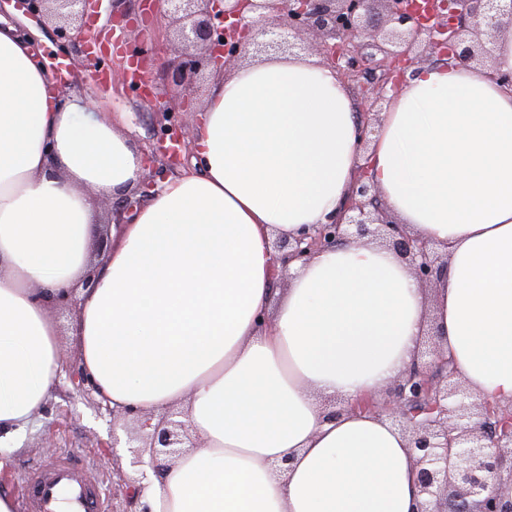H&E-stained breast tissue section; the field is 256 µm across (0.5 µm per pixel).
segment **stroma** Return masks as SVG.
<instances>
[{
    "label": "stroma",
    "instance_id": "1",
    "mask_svg": "<svg viewBox=\"0 0 512 512\" xmlns=\"http://www.w3.org/2000/svg\"><path fill=\"white\" fill-rule=\"evenodd\" d=\"M122 7L132 12L131 23L134 27L132 39L124 45L122 54L131 55L134 45L144 40L157 45L172 40L174 26L163 11H156L146 18L139 15L137 0H124ZM1 14L21 29L35 33L43 56L60 55L54 21H36L26 14L16 0H11ZM119 55L112 53L102 59V68H112ZM62 57L64 63L70 64L73 69L67 100L80 98L85 107L91 110L97 108L103 112L126 113L127 137L137 150L147 149L161 131L158 106L133 93L97 88L88 69L82 66L81 53L76 50H69ZM127 440V429L113 427L108 413L99 407L95 392L76 391L68 377H61L56 389L25 431L10 447L0 450V493L20 497L22 476L50 460L71 455L86 460L113 486L115 493L110 512H139L140 506L132 499L126 479L136 472L151 476L153 468L148 462L132 467ZM111 441L115 442L116 447L112 451V462L107 464L101 458L99 446Z\"/></svg>",
    "mask_w": 512,
    "mask_h": 512
}]
</instances>
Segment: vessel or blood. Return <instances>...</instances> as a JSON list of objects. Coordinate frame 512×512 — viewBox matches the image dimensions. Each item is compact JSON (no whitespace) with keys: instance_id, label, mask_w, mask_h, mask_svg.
Returning <instances> with one entry per match:
<instances>
[{"instance_id":"vessel-or-blood-1","label":"vessel or blood","mask_w":512,"mask_h":512,"mask_svg":"<svg viewBox=\"0 0 512 512\" xmlns=\"http://www.w3.org/2000/svg\"><path fill=\"white\" fill-rule=\"evenodd\" d=\"M23 512H107L111 490L93 468L78 460L60 459L30 473L23 481Z\"/></svg>"}]
</instances>
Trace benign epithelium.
<instances>
[{
	"instance_id": "1",
	"label": "benign epithelium",
	"mask_w": 512,
	"mask_h": 512,
	"mask_svg": "<svg viewBox=\"0 0 512 512\" xmlns=\"http://www.w3.org/2000/svg\"><path fill=\"white\" fill-rule=\"evenodd\" d=\"M106 1L112 3V28L128 42L132 29L126 15L117 14L119 0H23L28 14L58 19L56 36L63 45L88 51L101 43L95 23ZM288 2L284 9L280 0H164L166 15L178 25L170 51L180 90L174 93L177 105L163 114L178 112L181 119L164 127L147 152L150 162L161 157L172 169L190 152L188 116L197 112L189 101L190 77L205 70L222 76L231 62L251 52L296 56L312 49L339 80L359 86L364 113L359 137L365 144L388 94L402 89L408 69L419 63V47L448 61L484 64L493 51L481 42L482 33L512 29V0H433L425 16L408 0ZM117 81L136 91L153 85L141 64L133 75L119 72ZM374 237L389 239L423 286L448 270L445 251L387 219L364 169L328 223L294 239L280 237L273 250L284 263L306 261L322 247ZM382 393L383 411L405 433L419 468L420 512H512V406L495 408L474 399L438 346ZM105 410L114 424L133 418L136 432L128 447L134 466L142 463V448L150 449L154 460L173 461L183 448L193 447L188 425L175 409L155 426L133 411Z\"/></svg>"
}]
</instances>
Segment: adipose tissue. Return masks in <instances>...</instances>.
Wrapping results in <instances>:
<instances>
[{"instance_id": "obj_1", "label": "adipose tissue", "mask_w": 512, "mask_h": 512, "mask_svg": "<svg viewBox=\"0 0 512 512\" xmlns=\"http://www.w3.org/2000/svg\"><path fill=\"white\" fill-rule=\"evenodd\" d=\"M52 74L0 18V447L46 401L79 290L80 366L112 409L193 436L142 491L152 512H417L402 431L356 404L404 375L427 328L479 401L512 402V90L421 65L383 112L368 176L388 213L444 244L422 287L372 240L276 262L271 241L328 223L358 176L356 105L313 59L218 78L192 128L197 173L168 178L91 258L94 199L139 184L125 113L57 104ZM92 287H84L86 278ZM351 412L330 420L323 400Z\"/></svg>"}]
</instances>
